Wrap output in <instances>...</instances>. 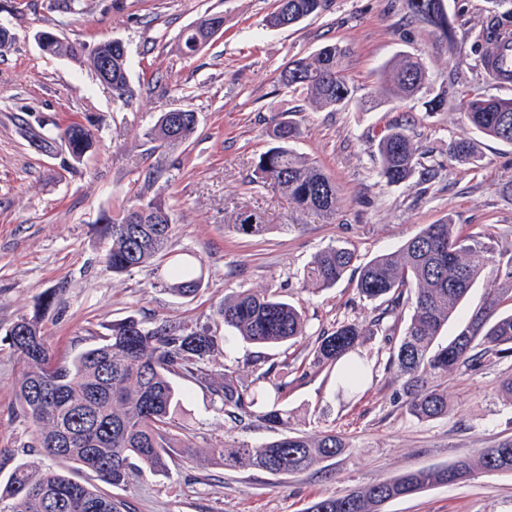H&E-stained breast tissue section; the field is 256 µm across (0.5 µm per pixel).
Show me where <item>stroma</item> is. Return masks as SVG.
<instances>
[{
	"label": "stroma",
	"instance_id": "stroma-1",
	"mask_svg": "<svg viewBox=\"0 0 512 512\" xmlns=\"http://www.w3.org/2000/svg\"><path fill=\"white\" fill-rule=\"evenodd\" d=\"M457 43L441 48L430 29L410 23L400 0H333L319 16L272 30L265 19L275 0H0V24L12 34L0 54V477L33 462L74 473L73 462L29 448L27 422L19 413L15 381L20 364L6 336L18 317L32 311L47 289H59L43 323L57 358L74 356L100 341L107 325L129 316L167 319L189 328L211 326L213 312L244 289H272L302 308L306 334L292 345L262 348L231 338L220 363L243 383L254 377L256 357L274 364L286 382L278 403L293 428L312 433L335 429L349 437L351 454L291 475L224 467L219 452L228 437L220 405L197 381L177 379L181 400L175 417L189 452L168 472L133 474L124 485L100 484L127 512H304L320 497L421 467L445 466L480 448L512 440V407L498 391L512 377V356L490 358L473 370L448 375L454 403L447 417L419 422L402 405L385 364L396 334L375 330L362 349L367 381L341 391L335 371L309 363L315 338L342 320H368L373 303L356 293V272L334 288L311 293L306 266L328 245L354 250L360 261L396 250L419 227L452 220L496 249L512 252V144L477 136L481 160L464 171L448 165V144L465 130L459 106L429 113L421 101H380L378 71L396 55L424 58L428 95L447 90L512 98V85L492 82L479 65L488 25L501 22L494 0H450ZM220 12L222 36L197 55L178 49L181 32L204 12ZM55 31L71 42L118 39L128 50L131 101L82 64L44 54L36 33ZM348 48L345 74L353 102L338 110L311 109L277 77L292 57H306L331 43ZM377 100L366 108L364 100ZM191 109L193 138L161 147L147 133L160 113ZM296 122L298 152L315 159L335 180L344 199L335 218L298 210L283 192L251 183L258 155L271 144L272 115ZM76 119L90 125L96 147L78 172L31 146L26 125ZM411 122L438 171L427 183L385 185L373 156L387 127ZM162 176L147 181V173ZM162 195L174 225L170 250L190 254L202 274L195 296L172 294L155 267L115 276L103 260L95 227L137 196ZM270 224L269 233L242 238L227 232L238 209ZM384 512H512V475L475 472L470 480L439 486L388 503Z\"/></svg>",
	"mask_w": 512,
	"mask_h": 512
}]
</instances>
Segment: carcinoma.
Masks as SVG:
<instances>
[{"label":"carcinoma","mask_w":512,"mask_h":512,"mask_svg":"<svg viewBox=\"0 0 512 512\" xmlns=\"http://www.w3.org/2000/svg\"><path fill=\"white\" fill-rule=\"evenodd\" d=\"M330 5L331 0H276L267 26L290 27L327 11ZM402 6L411 21L438 33L442 47L454 44L456 16L450 13L447 0H402ZM211 17L210 13L201 16L181 33L183 55L198 54L215 37ZM50 35L42 47L45 54L81 61L98 77L109 58L113 94L119 99L132 96L128 55L119 48L110 47L106 40L77 45L53 31ZM345 55L346 48L332 43L311 57L292 59L281 70L279 85L301 93L315 109L342 107L354 92L342 68ZM428 82L421 57L407 53L395 56L379 74L380 94L389 100H414ZM460 105L470 128L512 144V98L474 95L460 100ZM197 124L192 110L163 112L148 137L162 146L181 145L192 137ZM53 126L57 136L67 140L62 166L77 169L92 154L95 133L76 120L55 121ZM299 136L293 122L272 121L273 145L257 157L253 181L272 184L298 208L332 219L342 204L338 187L316 161L294 149L292 143ZM376 155L379 176L387 185L405 184L417 173L425 178L434 173L424 167L426 151L403 124L391 126L379 138ZM477 161L478 147L472 138L462 136L448 145L449 166L471 169ZM102 222L107 236L104 262L112 273H128L168 259L163 276L169 291L190 297L201 288L202 276L194 262L169 259L173 225L165 197H140ZM227 229L236 236L257 237L272 226L241 209ZM356 260L353 250L330 245L306 267L304 283L315 292L332 288ZM486 269L495 273L498 287L489 289L485 306L470 316L456 336L440 344L437 339L442 330ZM357 292L365 301L387 303L386 308L369 322L344 320L317 336L310 350L311 364L336 369L337 383L343 389L362 387L366 367L361 348L385 317H392L391 328H396L400 307L410 303L412 314L398 342L389 348L386 368L400 385L407 413L419 422L448 416V391L441 386L448 374L512 353V312L497 311L512 301V259L501 263L492 243L464 233L450 221L425 224L398 249L364 263ZM45 295L32 313L20 316L7 332L9 346L22 364L16 392L20 411L30 425V447L42 454L69 459L112 485L128 479L134 460L142 473L168 471L180 442L174 421L179 392L172 381L177 375L206 383L219 399L230 430L259 422L278 431L276 438L258 446L235 439L224 442L226 467L289 475L352 452L349 438L334 429L298 432L290 427L288 412L277 404L258 410L259 392L278 394L286 387L272 377V368L262 369L265 360L253 361L254 379L249 384L239 382L235 370L227 365L224 372L213 374L209 365L221 351L219 337L207 326L192 329L164 319L146 323L128 317L112 322L103 343L74 359L54 357L44 337L43 320L54 305L56 289H48ZM214 316L235 337L258 347L293 344L305 335L303 311L269 290L246 289L226 297ZM477 469L488 474L512 473V440L478 449L473 460L410 470L343 495L320 498L307 512H383L392 500L462 483ZM0 512H124V508L87 482L22 462L0 483Z\"/></svg>","instance_id":"carcinoma-1"}]
</instances>
